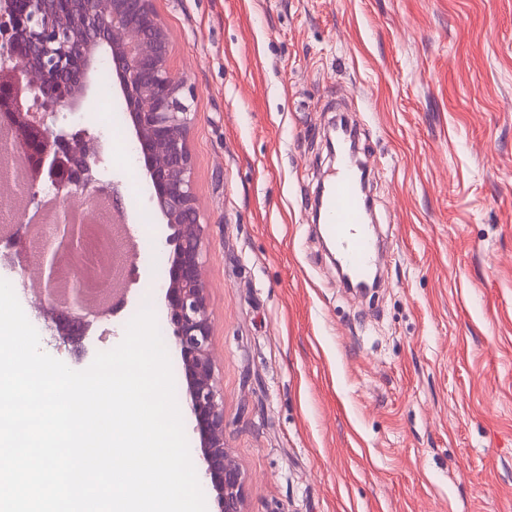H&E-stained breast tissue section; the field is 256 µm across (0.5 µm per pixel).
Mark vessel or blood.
Instances as JSON below:
<instances>
[{"label":"vessel or blood","instance_id":"1","mask_svg":"<svg viewBox=\"0 0 512 512\" xmlns=\"http://www.w3.org/2000/svg\"><path fill=\"white\" fill-rule=\"evenodd\" d=\"M336 163L322 197L323 232L335 244L336 260L350 278L366 281L385 266L387 258L365 222L359 170L349 158L347 143L338 144Z\"/></svg>","mask_w":512,"mask_h":512}]
</instances>
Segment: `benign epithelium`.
Masks as SVG:
<instances>
[{
	"mask_svg": "<svg viewBox=\"0 0 512 512\" xmlns=\"http://www.w3.org/2000/svg\"><path fill=\"white\" fill-rule=\"evenodd\" d=\"M168 29L153 0H0V124L9 126V148L29 161L22 192L34 205L54 194L58 222L50 241L34 246L15 237L16 282L26 285L37 268L41 291L35 318L51 322L57 349L81 343L102 317L84 308L79 270L88 248L81 227L69 222L79 202L90 210L101 195L124 210L122 183L102 179L106 139L59 120L87 98L99 62L112 65L113 85L128 112L137 162L150 200L171 230L168 276L161 285L193 419L194 461L214 512H242L244 477L224 443V401L215 378L212 321L203 276L204 226L195 190L190 131L196 87L169 67ZM75 263L68 306L52 301L60 248Z\"/></svg>",
	"mask_w": 512,
	"mask_h": 512,
	"instance_id": "benign-epithelium-1",
	"label": "benign epithelium"
}]
</instances>
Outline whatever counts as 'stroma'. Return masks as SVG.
Instances as JSON below:
<instances>
[{"label":"stroma","instance_id":"obj_1","mask_svg":"<svg viewBox=\"0 0 512 512\" xmlns=\"http://www.w3.org/2000/svg\"><path fill=\"white\" fill-rule=\"evenodd\" d=\"M191 134L224 441L243 512H512V0H155ZM357 124L394 255L365 302L312 222ZM143 243L127 309L167 319L166 224L132 154L109 150Z\"/></svg>","mask_w":512,"mask_h":512}]
</instances>
